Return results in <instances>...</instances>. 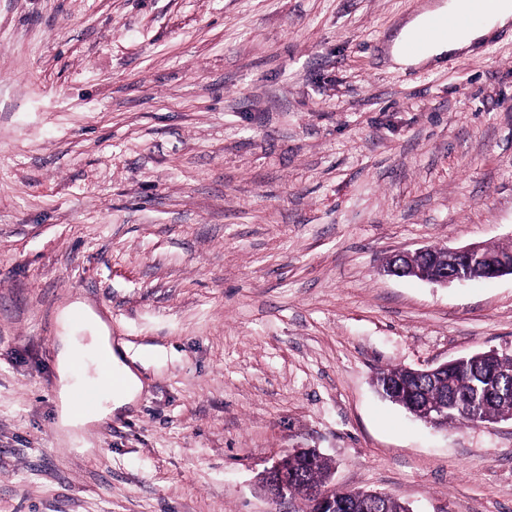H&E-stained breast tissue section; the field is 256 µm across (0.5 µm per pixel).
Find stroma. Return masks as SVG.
I'll return each instance as SVG.
<instances>
[{
  "instance_id": "35a3bbf8",
  "label": "stroma",
  "mask_w": 512,
  "mask_h": 512,
  "mask_svg": "<svg viewBox=\"0 0 512 512\" xmlns=\"http://www.w3.org/2000/svg\"><path fill=\"white\" fill-rule=\"evenodd\" d=\"M434 2L0 0V512H268L296 448L413 512H512V420L373 386L512 351L511 276L383 271L512 243V34L395 65ZM99 321L143 390L72 429L58 338ZM485 244L483 243H472L466 246L457 247V248H446L448 251V257L450 258L451 265L446 269L440 270L438 272L436 269L437 265L435 262V258L431 254V250L429 246H424L415 249L414 251H401L390 255L387 259L390 262L387 265L386 262V272L398 278H406L410 277L407 274V268L404 266V261L407 255H415L419 258L420 262L423 263L426 267L434 266L432 270L433 273H424L421 277L424 281L433 284H450V283H460L467 281L465 277L462 276L461 270L464 267L472 264L474 261L484 260L487 264L486 278H498L504 275H512V262L506 263L504 261H496L492 258H489L485 252Z\"/></svg>"
}]
</instances>
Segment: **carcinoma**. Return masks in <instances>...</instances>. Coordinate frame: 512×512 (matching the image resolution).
Masks as SVG:
<instances>
[{"mask_svg":"<svg viewBox=\"0 0 512 512\" xmlns=\"http://www.w3.org/2000/svg\"><path fill=\"white\" fill-rule=\"evenodd\" d=\"M377 392L388 399L398 397L404 407L410 400L399 387L407 386L416 398L448 401V425H481L497 419H512V356L486 351L460 357L446 371L415 375L402 367L383 369L375 376ZM332 464L325 456L300 452L288 456V472L312 485L330 478ZM336 512H407L406 504L392 496L366 501L362 491H336Z\"/></svg>","mask_w":512,"mask_h":512,"instance_id":"cac0c4a2","label":"carcinoma"}]
</instances>
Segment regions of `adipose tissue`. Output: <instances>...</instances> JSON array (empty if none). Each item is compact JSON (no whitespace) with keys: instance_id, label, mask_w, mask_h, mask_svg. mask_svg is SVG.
Returning a JSON list of instances; mask_svg holds the SVG:
<instances>
[{"instance_id":"adipose-tissue-1","label":"adipose tissue","mask_w":512,"mask_h":512,"mask_svg":"<svg viewBox=\"0 0 512 512\" xmlns=\"http://www.w3.org/2000/svg\"><path fill=\"white\" fill-rule=\"evenodd\" d=\"M468 7V0H442L435 13L425 12L418 15L395 37L391 49L393 62L401 66L434 64L447 55L473 50L499 30L512 24V0H496L491 15L486 17L483 23L464 27L443 37L417 42V35L427 26L432 15L461 14L466 12ZM59 343L61 349L58 373L62 421L71 427L83 426L90 422L91 417L81 410L75 398L76 389L71 383V369L78 355L72 337H60ZM112 368L122 379L123 385L118 389H107L101 392L98 411L103 416L124 410L127 406L134 404L142 391L137 373L124 361L123 357L113 355Z\"/></svg>"}]
</instances>
